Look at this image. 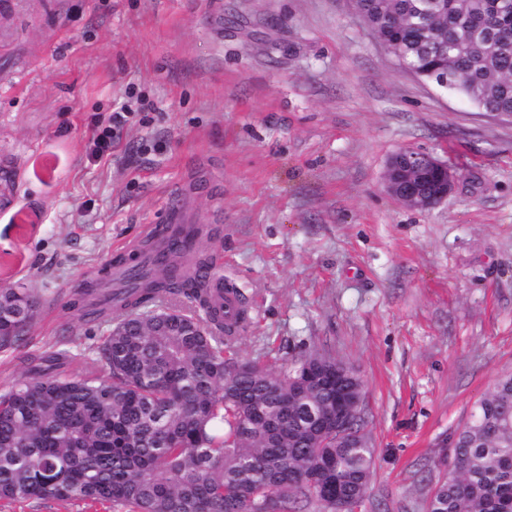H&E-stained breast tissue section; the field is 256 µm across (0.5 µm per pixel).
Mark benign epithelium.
Instances as JSON below:
<instances>
[{"instance_id": "obj_1", "label": "benign epithelium", "mask_w": 512, "mask_h": 512, "mask_svg": "<svg viewBox=\"0 0 512 512\" xmlns=\"http://www.w3.org/2000/svg\"><path fill=\"white\" fill-rule=\"evenodd\" d=\"M398 155L403 159L402 165H395L394 158H389L385 174L386 189L393 198L409 208L421 210L448 198L457 181L448 163L412 148H404ZM307 374L318 378L336 375V412L313 418L322 433L338 441L370 442L366 431L352 427L354 418L363 409V384L357 380L355 369L338 359L333 365L309 368Z\"/></svg>"}]
</instances>
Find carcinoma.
<instances>
[{
  "instance_id": "1",
  "label": "carcinoma",
  "mask_w": 512,
  "mask_h": 512,
  "mask_svg": "<svg viewBox=\"0 0 512 512\" xmlns=\"http://www.w3.org/2000/svg\"><path fill=\"white\" fill-rule=\"evenodd\" d=\"M355 0L366 28L420 80L480 112L512 113V11L499 0ZM127 278L114 291L112 267ZM188 266L202 271L183 275ZM212 256L147 238L79 289L88 321L112 322L99 347L107 375L68 376L65 351L41 358L0 393V500H77L113 512H336L318 490L367 496L375 449L321 440L311 414L336 410V382L290 379L316 357L272 370L227 353L245 328L217 311ZM28 288L0 286V349L36 318ZM452 473H439L425 512H512V372L455 432Z\"/></svg>"
}]
</instances>
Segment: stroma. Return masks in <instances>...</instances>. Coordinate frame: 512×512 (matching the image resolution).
Returning <instances> with one entry per match:
<instances>
[{
    "instance_id": "1",
    "label": "stroma",
    "mask_w": 512,
    "mask_h": 512,
    "mask_svg": "<svg viewBox=\"0 0 512 512\" xmlns=\"http://www.w3.org/2000/svg\"><path fill=\"white\" fill-rule=\"evenodd\" d=\"M408 147L458 173L447 200L386 192ZM4 175L0 284L40 306L0 391L61 346L104 372L76 293L177 208L220 228L199 247L251 299L240 359L325 350L362 377L361 512H424L441 441L512 370V122L406 72L352 0H0ZM118 115H113L107 122L98 121L91 129V135L89 138L90 152L94 158H98L108 154L112 150V138H113V125H119L121 122V115L119 112H115ZM119 116V117H118Z\"/></svg>"
}]
</instances>
